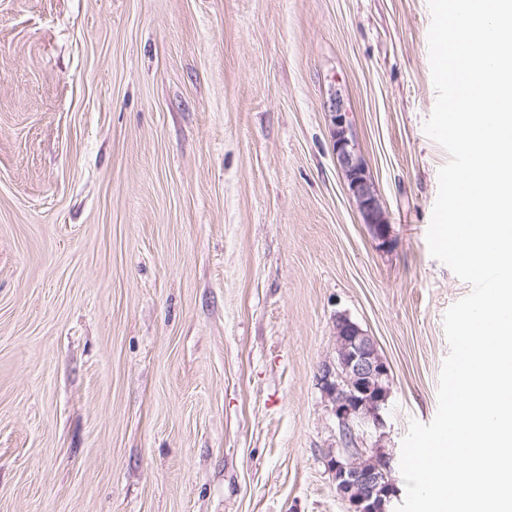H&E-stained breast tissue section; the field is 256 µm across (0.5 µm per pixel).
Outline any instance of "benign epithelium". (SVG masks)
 <instances>
[{
    "label": "benign epithelium",
    "mask_w": 512,
    "mask_h": 512,
    "mask_svg": "<svg viewBox=\"0 0 512 512\" xmlns=\"http://www.w3.org/2000/svg\"><path fill=\"white\" fill-rule=\"evenodd\" d=\"M334 131L333 150L350 194L373 237L385 244L389 224L373 182L350 138V125L340 99L329 103ZM335 356L323 361L317 382L339 430L341 450L328 468L347 512H387L395 487L390 457L379 448H360V433L384 426L390 394V368L376 345L345 312L336 313Z\"/></svg>",
    "instance_id": "obj_1"
}]
</instances>
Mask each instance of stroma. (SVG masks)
<instances>
[{
    "mask_svg": "<svg viewBox=\"0 0 512 512\" xmlns=\"http://www.w3.org/2000/svg\"><path fill=\"white\" fill-rule=\"evenodd\" d=\"M427 0H0V512H346L317 385L347 312L399 460L470 293ZM390 221L333 151L332 97Z\"/></svg>",
    "mask_w": 512,
    "mask_h": 512,
    "instance_id": "obj_1",
    "label": "stroma"
}]
</instances>
